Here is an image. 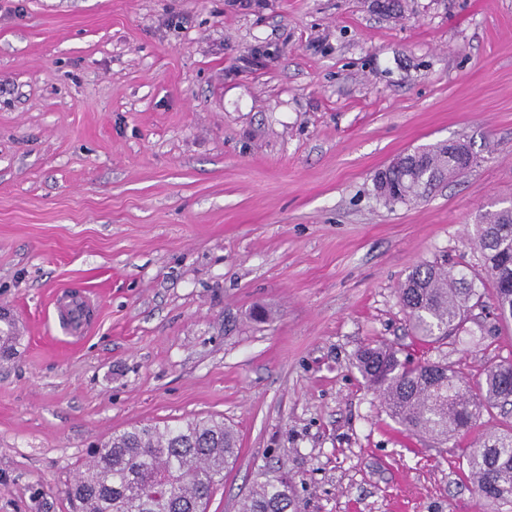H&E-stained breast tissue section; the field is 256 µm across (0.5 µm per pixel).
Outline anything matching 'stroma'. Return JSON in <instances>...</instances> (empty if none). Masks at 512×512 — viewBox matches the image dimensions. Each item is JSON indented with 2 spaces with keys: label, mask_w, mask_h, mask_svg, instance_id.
<instances>
[{
  "label": "stroma",
  "mask_w": 512,
  "mask_h": 512,
  "mask_svg": "<svg viewBox=\"0 0 512 512\" xmlns=\"http://www.w3.org/2000/svg\"><path fill=\"white\" fill-rule=\"evenodd\" d=\"M450 140L468 174L376 194ZM510 204L512 0H0V512H72L91 442L206 415L239 446L207 512L266 475L302 512H512L466 463L512 412L440 446L355 367L512 361L492 301L438 342L400 303L419 264L479 270L468 232ZM63 289L95 304L77 339ZM459 161L446 142L418 147L386 167L383 177L375 178L376 191L391 205L423 200L443 184L446 172L448 180L465 175Z\"/></svg>",
  "instance_id": "obj_1"
}]
</instances>
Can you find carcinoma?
I'll return each mask as SVG.
<instances>
[{
    "instance_id": "cac0c4a2",
    "label": "carcinoma",
    "mask_w": 512,
    "mask_h": 512,
    "mask_svg": "<svg viewBox=\"0 0 512 512\" xmlns=\"http://www.w3.org/2000/svg\"><path fill=\"white\" fill-rule=\"evenodd\" d=\"M460 157L444 142L403 155L375 180L378 194L391 205L428 197L444 178L463 175ZM471 241L483 268L468 275L438 264L414 268L400 289L402 306L416 334L439 341L465 329L469 302L491 297L501 322H512V206L487 211L474 225ZM480 282L483 291L474 284ZM392 345L361 348L356 368L389 415L404 429L443 445L471 428L483 412L504 409L512 399V362L485 370L478 390L443 361L412 365ZM237 437L213 416L182 425H134L93 445L88 460L64 493L75 512H206L230 462L224 449ZM469 478L490 502L512 498V431L491 433L467 454ZM241 512H301L292 482L284 477L256 483Z\"/></svg>"
}]
</instances>
